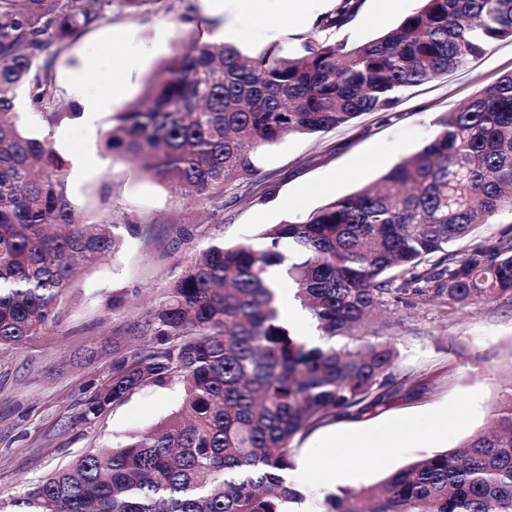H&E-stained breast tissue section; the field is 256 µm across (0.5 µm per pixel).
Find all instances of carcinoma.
I'll return each instance as SVG.
<instances>
[{
  "mask_svg": "<svg viewBox=\"0 0 512 512\" xmlns=\"http://www.w3.org/2000/svg\"><path fill=\"white\" fill-rule=\"evenodd\" d=\"M108 0H0V346H19L59 320L78 265L115 253L119 225L78 208L55 150L18 123L15 91L39 118L56 111L48 40L63 44L104 18ZM383 35L357 45L327 38L258 57L193 38L162 76L105 119L103 146L181 196L209 201L256 171L288 135H313L460 70L512 40V0H421ZM361 0H337L321 26H344ZM432 139L368 187L303 222L268 226L256 249L209 246L183 267L137 324L148 345L126 353L84 403L91 422L138 389L178 382L183 407L88 452L9 502L10 512H290L303 496L285 479L291 443L309 430L412 391L388 341L363 332L389 296L449 308L512 298V234L461 251L478 226L512 223V74L438 117ZM291 247L286 259L281 246ZM325 340L311 347L281 322L269 268ZM326 512H512V393L491 427L426 453Z\"/></svg>",
  "mask_w": 512,
  "mask_h": 512,
  "instance_id": "1",
  "label": "carcinoma"
}]
</instances>
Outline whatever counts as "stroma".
I'll return each mask as SVG.
<instances>
[{
  "label": "stroma",
  "mask_w": 512,
  "mask_h": 512,
  "mask_svg": "<svg viewBox=\"0 0 512 512\" xmlns=\"http://www.w3.org/2000/svg\"><path fill=\"white\" fill-rule=\"evenodd\" d=\"M419 6L420 0H400L393 9L386 0H362L344 27L325 31L319 23L336 0H299L289 12L265 0L254 28L235 39L222 19L208 17L203 0H110L102 21L66 44L47 47L56 109L64 114L52 128V143L56 164L68 173L70 198L83 210L117 224H140L141 230L123 234L115 255L78 269L57 325L22 346H0V499L23 493L87 451L113 449L181 405L180 385L146 387L94 423L80 418L84 401L111 377L114 361L137 345L133 324L163 297L185 262L218 242L264 248L259 234L266 226L303 221L325 203L375 182L427 143L437 117L512 73V40L497 43L464 70L410 88L392 111L366 112L326 133L284 137L254 174L229 180L223 196L209 202L184 200L170 185L106 157V115L137 99L162 62L196 34L234 43L251 56L275 44L294 51L325 37L357 44ZM80 78L85 94L105 100L104 111L84 112L82 96L70 90ZM184 224L194 229L187 243L176 238ZM384 310L394 324L397 366L412 375V392L296 439V465L319 467L330 454V438L356 432L381 437L394 427L435 426L436 449L449 450L488 426L492 407L512 382V299L452 311L391 297ZM423 452L417 445L385 451L367 469L348 457L350 479L301 486V508L324 512L326 497L367 488Z\"/></svg>",
  "instance_id": "35a3bbf8"
}]
</instances>
